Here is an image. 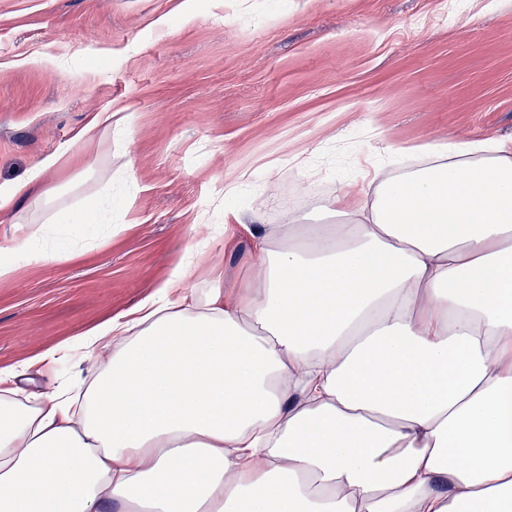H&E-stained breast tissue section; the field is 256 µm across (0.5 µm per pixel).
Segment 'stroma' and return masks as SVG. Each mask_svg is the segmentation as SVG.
Segmentation results:
<instances>
[{"mask_svg":"<svg viewBox=\"0 0 512 512\" xmlns=\"http://www.w3.org/2000/svg\"><path fill=\"white\" fill-rule=\"evenodd\" d=\"M196 2L187 19L184 0H0V190L70 155L46 207L0 211V260L18 261L0 367L130 310L186 258L241 286L242 224L317 216L387 144L512 134V0ZM100 112L133 122L84 144ZM107 190L112 213L79 223Z\"/></svg>","mask_w":512,"mask_h":512,"instance_id":"stroma-1","label":"stroma"}]
</instances>
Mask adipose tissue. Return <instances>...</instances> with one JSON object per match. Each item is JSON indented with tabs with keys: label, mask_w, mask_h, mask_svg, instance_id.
Wrapping results in <instances>:
<instances>
[{
	"label": "adipose tissue",
	"mask_w": 512,
	"mask_h": 512,
	"mask_svg": "<svg viewBox=\"0 0 512 512\" xmlns=\"http://www.w3.org/2000/svg\"><path fill=\"white\" fill-rule=\"evenodd\" d=\"M386 151L408 168L363 171L335 223L251 228L243 288L185 262L0 368V512H512V136ZM74 356L82 403L22 402Z\"/></svg>",
	"instance_id": "1"
}]
</instances>
